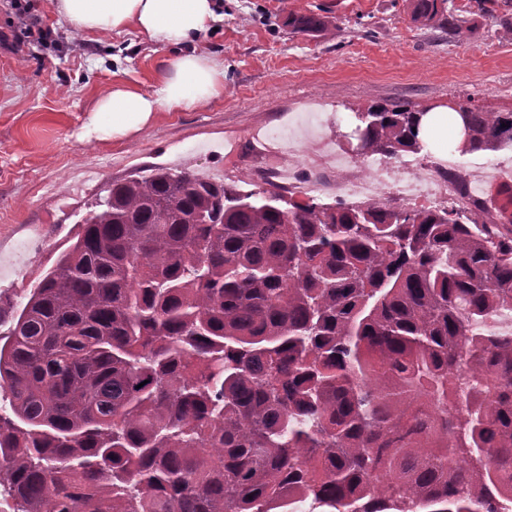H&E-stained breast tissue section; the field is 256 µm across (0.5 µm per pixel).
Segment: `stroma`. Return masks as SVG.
I'll use <instances>...</instances> for the list:
<instances>
[{"instance_id": "1", "label": "stroma", "mask_w": 512, "mask_h": 512, "mask_svg": "<svg viewBox=\"0 0 512 512\" xmlns=\"http://www.w3.org/2000/svg\"><path fill=\"white\" fill-rule=\"evenodd\" d=\"M55 42L0 46V318L26 303L73 244L88 206L112 181L159 166L216 182L265 170L257 131L285 132L299 181L311 142L351 155L353 111L367 101L512 109V37L475 17L468 41L442 40L410 22L408 0H223L224 23L205 47L224 62V94L185 112L156 113L141 132L90 142L79 133L115 83L151 84L161 60L134 32L77 33L53 0H32ZM313 15L325 34H291L290 17ZM421 160L440 169L484 168L480 198L512 212V149Z\"/></svg>"}]
</instances>
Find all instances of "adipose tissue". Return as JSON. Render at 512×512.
Returning <instances> with one entry per match:
<instances>
[{
  "instance_id": "adipose-tissue-1",
  "label": "adipose tissue",
  "mask_w": 512,
  "mask_h": 512,
  "mask_svg": "<svg viewBox=\"0 0 512 512\" xmlns=\"http://www.w3.org/2000/svg\"><path fill=\"white\" fill-rule=\"evenodd\" d=\"M73 29L105 33L134 29L163 54L147 89L118 83L104 93L83 126L85 138L121 139L144 130L157 112H182L224 94V63L196 44L224 20L222 0H54ZM445 108L429 111L418 138L437 155L460 147L461 119L446 120Z\"/></svg>"
}]
</instances>
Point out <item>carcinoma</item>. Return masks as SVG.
Masks as SVG:
<instances>
[{
  "mask_svg": "<svg viewBox=\"0 0 512 512\" xmlns=\"http://www.w3.org/2000/svg\"><path fill=\"white\" fill-rule=\"evenodd\" d=\"M424 115L362 104L356 155ZM460 116V154L512 147V110ZM249 185L152 167L82 217L0 343V512H512V217Z\"/></svg>",
  "mask_w": 512,
  "mask_h": 512,
  "instance_id": "1",
  "label": "carcinoma"
}]
</instances>
